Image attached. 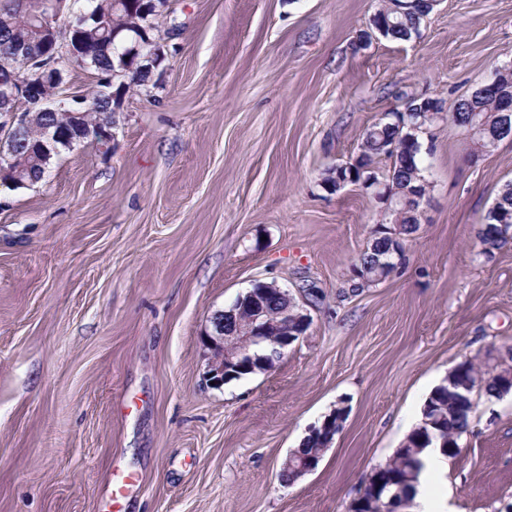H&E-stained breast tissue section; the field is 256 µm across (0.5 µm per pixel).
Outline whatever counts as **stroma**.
<instances>
[{
  "mask_svg": "<svg viewBox=\"0 0 512 512\" xmlns=\"http://www.w3.org/2000/svg\"><path fill=\"white\" fill-rule=\"evenodd\" d=\"M382 0H176L153 81L118 91L116 137L0 185V512H348L456 364L512 347V247L476 230L512 182V141L476 153L437 121L421 227L396 273L351 292L382 220L326 189L396 92L446 106L512 61V0H438L406 42ZM258 283L319 299L276 365L206 385L213 313ZM347 405L316 469L280 477ZM446 478L462 512L512 507V393L476 395ZM383 8L375 16L374 23L382 30V37L395 41H409L420 34V27L424 18L416 16L414 13L390 12L386 15L382 12ZM373 17V18H374Z\"/></svg>",
  "mask_w": 512,
  "mask_h": 512,
  "instance_id": "obj_1",
  "label": "stroma"
}]
</instances>
